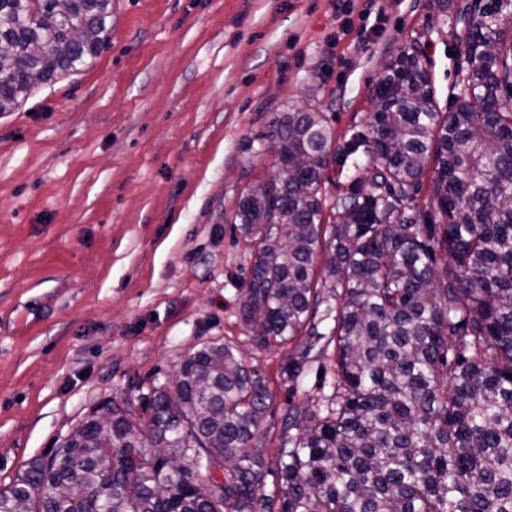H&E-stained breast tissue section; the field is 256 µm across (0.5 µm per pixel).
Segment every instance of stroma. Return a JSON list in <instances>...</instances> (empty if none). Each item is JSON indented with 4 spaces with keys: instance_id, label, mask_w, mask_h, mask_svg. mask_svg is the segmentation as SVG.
I'll list each match as a JSON object with an SVG mask.
<instances>
[{
    "instance_id": "1",
    "label": "stroma",
    "mask_w": 512,
    "mask_h": 512,
    "mask_svg": "<svg viewBox=\"0 0 512 512\" xmlns=\"http://www.w3.org/2000/svg\"><path fill=\"white\" fill-rule=\"evenodd\" d=\"M431 0H112L110 45L0 114V488L95 406L138 401L191 348L221 339L289 404L323 407L334 346L289 390V347L241 322L251 248L231 220L275 173L281 112L365 129L387 62L424 48L440 111L466 64Z\"/></svg>"
}]
</instances>
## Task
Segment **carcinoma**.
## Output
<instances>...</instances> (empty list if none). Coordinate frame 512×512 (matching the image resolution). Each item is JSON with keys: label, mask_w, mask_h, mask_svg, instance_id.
<instances>
[{"label": "carcinoma", "mask_w": 512, "mask_h": 512, "mask_svg": "<svg viewBox=\"0 0 512 512\" xmlns=\"http://www.w3.org/2000/svg\"><path fill=\"white\" fill-rule=\"evenodd\" d=\"M454 12L468 63L454 110H438L413 42L345 147L323 112L277 116L283 170L232 217L254 246L240 303L254 340L293 345L289 381L320 340L336 346L325 408H288L275 467L260 431L272 392L213 340L140 410L94 407L0 490V512H512V43L501 0ZM111 18L112 0H0V112L89 65ZM340 155L366 174L326 221ZM429 169L438 223L416 203Z\"/></svg>", "instance_id": "carcinoma-1"}]
</instances>
